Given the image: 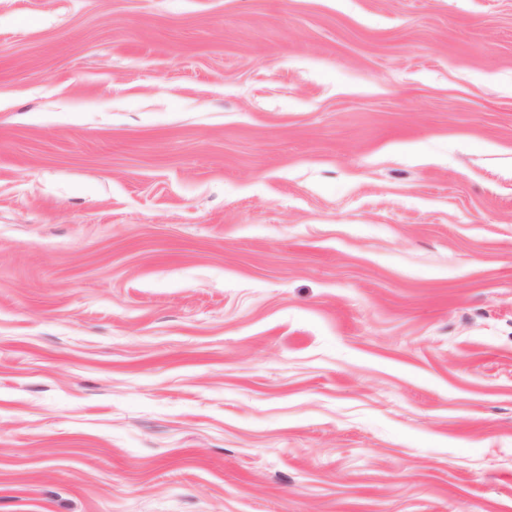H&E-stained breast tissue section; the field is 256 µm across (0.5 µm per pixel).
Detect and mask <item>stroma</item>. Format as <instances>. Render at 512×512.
Segmentation results:
<instances>
[{
	"label": "stroma",
	"mask_w": 512,
	"mask_h": 512,
	"mask_svg": "<svg viewBox=\"0 0 512 512\" xmlns=\"http://www.w3.org/2000/svg\"><path fill=\"white\" fill-rule=\"evenodd\" d=\"M0 512H512V0H0Z\"/></svg>",
	"instance_id": "stroma-1"
}]
</instances>
